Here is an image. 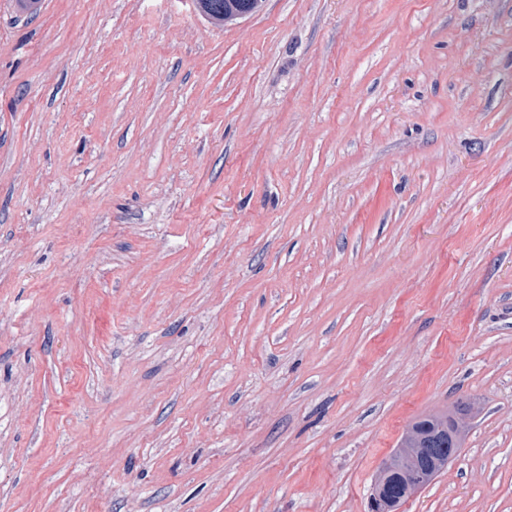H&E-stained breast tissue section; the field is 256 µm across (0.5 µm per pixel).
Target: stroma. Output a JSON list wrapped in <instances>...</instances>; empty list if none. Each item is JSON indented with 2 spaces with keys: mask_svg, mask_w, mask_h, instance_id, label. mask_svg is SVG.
Returning <instances> with one entry per match:
<instances>
[{
  "mask_svg": "<svg viewBox=\"0 0 512 512\" xmlns=\"http://www.w3.org/2000/svg\"><path fill=\"white\" fill-rule=\"evenodd\" d=\"M469 401L399 512H512V0H0V512H369ZM263 0H195V9L214 27L232 25L256 14ZM478 414L479 408L469 405L423 414L411 422L373 477L371 511L395 512L411 495L430 485L453 460L448 448L456 454L463 448Z\"/></svg>",
  "mask_w": 512,
  "mask_h": 512,
  "instance_id": "1",
  "label": "stroma"
}]
</instances>
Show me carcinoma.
Masks as SVG:
<instances>
[{
	"instance_id": "obj_1",
	"label": "carcinoma",
	"mask_w": 512,
	"mask_h": 512,
	"mask_svg": "<svg viewBox=\"0 0 512 512\" xmlns=\"http://www.w3.org/2000/svg\"><path fill=\"white\" fill-rule=\"evenodd\" d=\"M263 0H195V9L214 27L232 25L256 14ZM475 406L423 414L403 432L397 448L376 471L370 487L371 512H394L448 468V451L463 448Z\"/></svg>"
}]
</instances>
